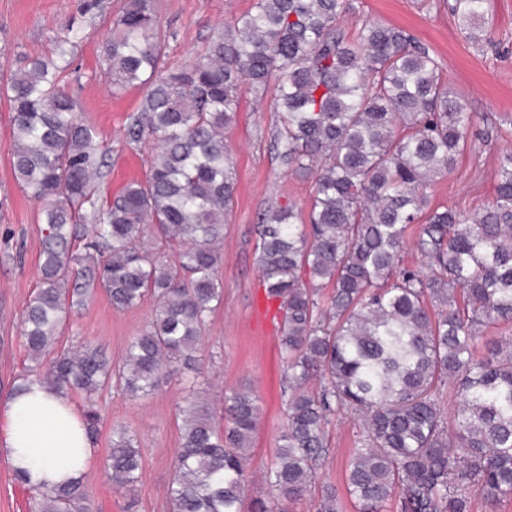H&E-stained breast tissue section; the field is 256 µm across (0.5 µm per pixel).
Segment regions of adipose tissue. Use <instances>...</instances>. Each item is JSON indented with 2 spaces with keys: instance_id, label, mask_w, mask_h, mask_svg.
Wrapping results in <instances>:
<instances>
[{
  "instance_id": "ef3b65f1",
  "label": "adipose tissue",
  "mask_w": 512,
  "mask_h": 512,
  "mask_svg": "<svg viewBox=\"0 0 512 512\" xmlns=\"http://www.w3.org/2000/svg\"><path fill=\"white\" fill-rule=\"evenodd\" d=\"M95 450L71 396L45 385L0 404V457L49 491L82 474Z\"/></svg>"
}]
</instances>
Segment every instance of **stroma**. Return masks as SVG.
<instances>
[{"instance_id": "obj_1", "label": "stroma", "mask_w": 512, "mask_h": 512, "mask_svg": "<svg viewBox=\"0 0 512 512\" xmlns=\"http://www.w3.org/2000/svg\"><path fill=\"white\" fill-rule=\"evenodd\" d=\"M452 2L356 0V11L343 26L354 31L374 21L406 29L441 61L449 88L468 101L478 119L495 122L491 141H476L473 152L464 155L453 172L427 188L432 204L471 214L492 200L498 156L512 149V0H492L491 39L478 43L460 33ZM81 4L82 0H0V76H9L23 57L49 53L59 29L70 25L81 31L83 40L64 83L80 100L99 142L110 151L98 186L102 194L113 195L148 171L150 149L136 150L124 143L126 119L136 111L142 94L135 88L113 94L111 77L99 57L121 0H102L95 17L84 14ZM157 4L166 36L164 64L176 69L204 48L213 29L248 11L253 0H157ZM240 96V110L224 131L238 177L235 202L225 221L224 263L219 270L224 303L213 314L201 346L210 381L197 383L191 374L167 371L154 395L133 398L113 390L102 394L98 461L107 454L113 426L122 425L138 440L143 469L138 483L127 492L104 483L98 461L91 465L84 481L101 512H170L166 491L180 443L183 398L191 393L218 409L222 391L239 387L248 388L260 408L252 440L257 477L243 498L242 512H252L255 500L267 495L261 475L275 460L286 418L274 324L255 308L264 296L255 227L260 213L274 204L289 200L306 207L313 183L293 174L278 157L274 91L258 96L245 85ZM13 145L9 110L0 102V403L8 398L26 358L23 311L37 283L43 237L40 205L23 194L9 165ZM155 308L154 298L149 297L139 307L119 311L103 291H94L84 306L70 313L61 328V341L68 345L78 338L91 340L112 361H120ZM330 432L331 454L318 481L340 489L357 439V421L350 415L336 416Z\"/></svg>"}]
</instances>
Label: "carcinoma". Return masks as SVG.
Here are the masks:
<instances>
[{"label":"carcinoma","instance_id":"1","mask_svg":"<svg viewBox=\"0 0 512 512\" xmlns=\"http://www.w3.org/2000/svg\"><path fill=\"white\" fill-rule=\"evenodd\" d=\"M354 0H253L219 28L185 67L163 64L155 0H124L101 47L112 87L143 90L124 139L150 143L145 180L101 198L107 152L61 85L81 36L67 27L54 54L27 58L0 79L11 114L10 166L42 203L39 280L23 317L24 370L13 392L39 382L83 396L95 441L99 396L159 390L168 368L203 373L197 353L223 304L224 218L237 176L224 128L240 87L275 85V141L284 165L313 181L307 216L288 201L258 225L256 263L280 324L286 426L264 480L274 503L297 501L330 456V418L350 412L361 435L344 471L357 512H473L512 496V336L477 343L512 321V150L499 157L493 199L475 216L431 205L427 186L467 150L475 114L448 89L438 60L403 29L339 20ZM464 38L488 35L490 0H454ZM425 270L403 262L410 225ZM89 236L84 264L73 248ZM170 247L153 251L147 237ZM102 288L112 307L156 301L150 324L114 363L88 340L57 345L73 308ZM457 399L448 416L445 398ZM171 512H241L254 477L259 407L242 388L224 393L221 422L206 403L184 400ZM115 489L140 479L137 439L112 426L103 464ZM14 479L28 512H98L83 480L50 492ZM312 512H340L327 486Z\"/></svg>","mask_w":512,"mask_h":512}]
</instances>
